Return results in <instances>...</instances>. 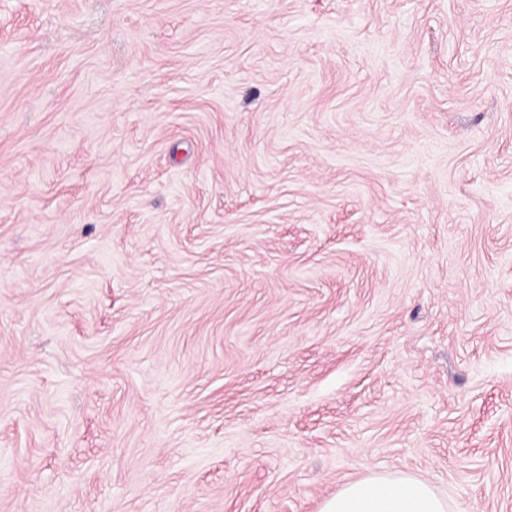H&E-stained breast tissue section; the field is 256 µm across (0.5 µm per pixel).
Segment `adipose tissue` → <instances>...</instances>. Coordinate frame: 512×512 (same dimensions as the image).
Segmentation results:
<instances>
[{"instance_id": "1", "label": "adipose tissue", "mask_w": 512, "mask_h": 512, "mask_svg": "<svg viewBox=\"0 0 512 512\" xmlns=\"http://www.w3.org/2000/svg\"><path fill=\"white\" fill-rule=\"evenodd\" d=\"M321 512H454L431 483L408 474L374 472L346 484Z\"/></svg>"}]
</instances>
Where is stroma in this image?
<instances>
[{
  "mask_svg": "<svg viewBox=\"0 0 512 512\" xmlns=\"http://www.w3.org/2000/svg\"><path fill=\"white\" fill-rule=\"evenodd\" d=\"M512 512V0H0V512ZM321 512H455L427 480L408 474L374 472L346 484Z\"/></svg>",
  "mask_w": 512,
  "mask_h": 512,
  "instance_id": "1",
  "label": "stroma"
}]
</instances>
